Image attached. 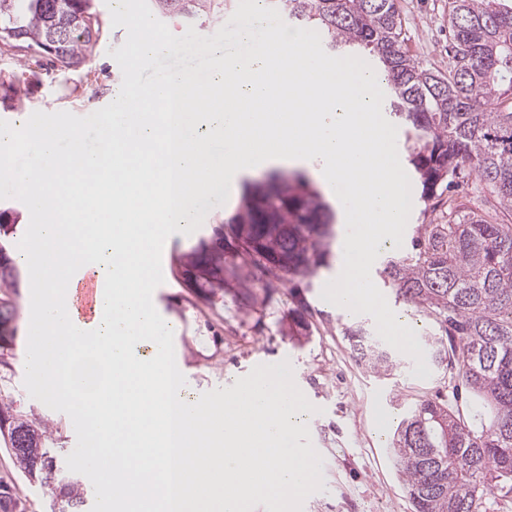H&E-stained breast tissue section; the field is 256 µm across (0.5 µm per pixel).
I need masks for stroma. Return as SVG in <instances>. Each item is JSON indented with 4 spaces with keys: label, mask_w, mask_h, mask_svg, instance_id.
<instances>
[{
    "label": "stroma",
    "mask_w": 512,
    "mask_h": 512,
    "mask_svg": "<svg viewBox=\"0 0 512 512\" xmlns=\"http://www.w3.org/2000/svg\"><path fill=\"white\" fill-rule=\"evenodd\" d=\"M93 7L101 34L85 64L60 71L36 54L0 56V120L18 128L36 111L88 114L112 100L122 77L111 53L124 43L127 31L113 26L105 0H94ZM399 7L410 50L423 64L447 67L448 0H399ZM261 176L258 170L235 175L230 202L210 209L196 231L168 247L173 285L155 289L153 303L166 322L177 326L174 345L185 389L197 396L231 388L256 358L272 364L289 359L307 399L319 409L308 427L323 458L324 481L302 512H413L390 441L399 419L422 401L456 402L450 367L431 366L430 376L419 379L410 365L380 376L361 364L345 330L356 324L373 328L374 320L322 299L336 271L333 253L316 276L296 289L278 281L269 288L239 287L240 268L233 259L224 267L223 289L213 294L199 295L182 279L184 255L237 211L243 183ZM300 317L305 320L301 327L296 324ZM25 349L20 334L13 349L0 356V395L43 420L59 446L72 452L75 433L68 415L31 398L24 387ZM0 478L16 488L24 512H60L57 491L25 478L1 440Z\"/></svg>",
    "instance_id": "35a3bbf8"
}]
</instances>
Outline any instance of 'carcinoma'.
<instances>
[{
  "label": "carcinoma",
  "instance_id": "carcinoma-1",
  "mask_svg": "<svg viewBox=\"0 0 512 512\" xmlns=\"http://www.w3.org/2000/svg\"><path fill=\"white\" fill-rule=\"evenodd\" d=\"M233 0H148L152 13L200 20ZM292 27L313 28L325 48L365 57L381 76L389 116L409 126L408 162L421 197L435 196L469 168L488 196L512 212V7L501 0H448L454 54L448 72L420 62L406 47L397 0H264ZM101 22L91 0H0V53L45 52L54 44L59 67L93 54ZM0 212V348L14 344L23 272L9 250L15 225ZM335 213L302 176L272 174L248 186L241 209L216 225L188 254V287L224 289V256L216 237L236 242L232 257L248 269L251 288L274 275L291 287L326 262ZM381 275L397 298L438 327L424 334L431 361L456 369L480 417L466 418L428 400L403 418L392 447L414 512H482L488 495L512 494V224H500L462 196L448 199V223L422 224L412 251L386 262ZM369 369L397 366L370 330L348 331ZM450 344H445L443 337ZM0 435L15 449L27 477L60 488L62 512H85L80 480L59 477L47 426L0 399ZM20 499L0 480V512H19Z\"/></svg>",
  "mask_w": 512,
  "mask_h": 512
}]
</instances>
